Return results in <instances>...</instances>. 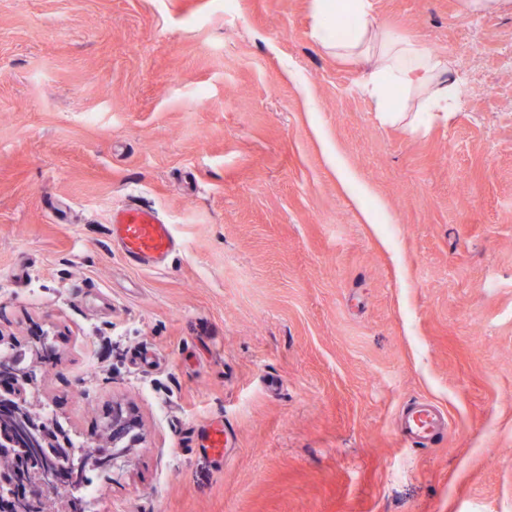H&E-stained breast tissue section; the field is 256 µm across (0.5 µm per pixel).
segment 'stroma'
I'll list each match as a JSON object with an SVG mask.
<instances>
[{
	"mask_svg": "<svg viewBox=\"0 0 512 512\" xmlns=\"http://www.w3.org/2000/svg\"><path fill=\"white\" fill-rule=\"evenodd\" d=\"M372 2L465 75L450 121L381 124L311 0H0V355L75 444L116 401L146 438L90 512H512V8ZM110 228L123 258L136 267L158 268L177 247L171 225L136 202L114 210ZM446 425V414L439 407L428 402L413 404L402 411L401 442L412 447L427 446L443 433Z\"/></svg>",
	"mask_w": 512,
	"mask_h": 512,
	"instance_id": "1",
	"label": "stroma"
}]
</instances>
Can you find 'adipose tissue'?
I'll use <instances>...</instances> for the list:
<instances>
[{
  "label": "adipose tissue",
  "instance_id": "1",
  "mask_svg": "<svg viewBox=\"0 0 512 512\" xmlns=\"http://www.w3.org/2000/svg\"><path fill=\"white\" fill-rule=\"evenodd\" d=\"M346 7L353 23L339 32L331 18ZM316 40L345 60L366 65L363 84L380 122L414 128L433 119H449L461 106L465 82L448 59L413 40L393 38L375 21L371 0H313ZM400 97H392L391 87Z\"/></svg>",
  "mask_w": 512,
  "mask_h": 512
}]
</instances>
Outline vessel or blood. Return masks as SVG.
<instances>
[{
  "instance_id": "b4317fda",
  "label": "vessel or blood",
  "mask_w": 512,
  "mask_h": 512,
  "mask_svg": "<svg viewBox=\"0 0 512 512\" xmlns=\"http://www.w3.org/2000/svg\"><path fill=\"white\" fill-rule=\"evenodd\" d=\"M110 228L123 258L136 267H159L177 247L170 224L132 201L113 211ZM446 425V414L439 407L416 403L402 411L400 439L408 446H425L434 442Z\"/></svg>"
}]
</instances>
